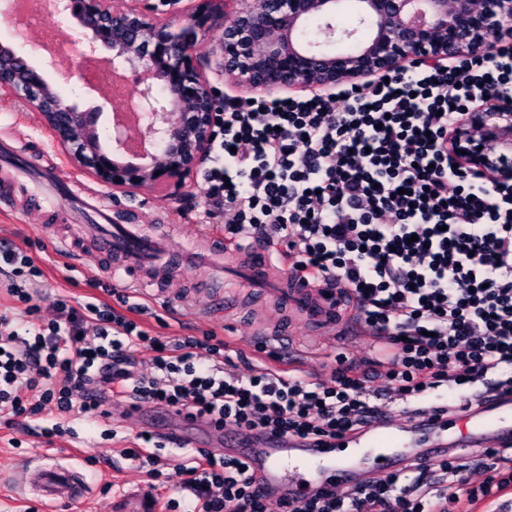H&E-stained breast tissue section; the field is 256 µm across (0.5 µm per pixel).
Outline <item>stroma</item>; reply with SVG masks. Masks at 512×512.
<instances>
[{
  "mask_svg": "<svg viewBox=\"0 0 512 512\" xmlns=\"http://www.w3.org/2000/svg\"><path fill=\"white\" fill-rule=\"evenodd\" d=\"M50 138L36 112L0 91V150L24 154L35 150L38 141ZM135 199L139 223L167 236L176 249L199 234L209 204L200 179L192 195L181 200L148 189L136 192ZM54 231V225L39 213L29 212L18 219L8 214L0 217V243L26 251L47 283L41 310L33 318L37 324L53 317L54 299L64 298L74 305L93 297H109L99 286L102 274L89 256H77L70 263L59 258ZM198 279L194 268H182L178 271L180 293L161 297L150 289L140 292V301L149 305L148 313L140 318L143 329L177 338L213 330L236 342L244 352H251L255 330L265 320L278 319V312L266 310L260 292L232 285L203 288ZM282 335L289 353L300 358L309 372H322L341 352L358 358L371 355L367 340L348 334L335 339L318 328L287 322ZM57 422L65 428L63 435L50 440L41 435V428ZM142 428L134 415L105 416L90 423L77 414L62 419L45 414L19 418L10 427H0V512H39L28 474L47 465L74 466L85 489L83 499L63 504L60 512H125L128 502L143 492L152 502V512H168L167 503L177 497L182 480L177 465L183 451L169 444L158 448L163 475L151 480L142 461L134 457Z\"/></svg>",
  "mask_w": 512,
  "mask_h": 512,
  "instance_id": "obj_1",
  "label": "stroma"
}]
</instances>
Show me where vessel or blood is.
Segmentation results:
<instances>
[{"label": "vessel or blood", "mask_w": 512, "mask_h": 512, "mask_svg": "<svg viewBox=\"0 0 512 512\" xmlns=\"http://www.w3.org/2000/svg\"><path fill=\"white\" fill-rule=\"evenodd\" d=\"M39 209H55L62 202L54 186L53 174L32 176L29 166H16L0 159V211L16 208L17 193L25 182ZM68 220L77 221L72 235L60 237L58 250L75 251L76 241L88 238L99 257L112 258L111 280L137 274L140 284L169 268L171 250L167 239L147 233L139 224H114L96 194L81 197L79 207ZM181 264L201 270L206 279L234 275L245 288H261L271 298L296 309L304 320H316L324 328L336 326V310L315 289L290 280L286 272L270 276L274 260L269 252L241 250L214 253L191 247L180 254ZM207 445L224 455L246 463L253 480L269 498L285 501L299 491L315 495L323 490L347 491L369 475L359 460L337 458L340 447L378 450L384 472L390 473L417 461L435 464L452 448H503L512 445V399L474 407L453 416L426 414L420 418L390 419L357 433L313 447L288 436H271L257 431L219 432L209 430ZM45 512L79 497L81 486L70 475L52 469L39 472Z\"/></svg>", "instance_id": "1"}]
</instances>
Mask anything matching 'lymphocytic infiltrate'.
Listing matches in <instances>:
<instances>
[{"label": "lymphocytic infiltrate", "mask_w": 512, "mask_h": 512, "mask_svg": "<svg viewBox=\"0 0 512 512\" xmlns=\"http://www.w3.org/2000/svg\"><path fill=\"white\" fill-rule=\"evenodd\" d=\"M505 88L512 38L444 70L414 64L326 95L224 104L204 179L224 211L225 248L270 251L294 279L347 297L373 359L338 358L323 381L260 342L264 364L213 331L155 336L139 322L147 304L119 289L110 303L55 299L56 319L32 329L43 296L16 276L34 261L4 245L6 292L24 310L0 312V411L101 417L125 401L219 430L321 441L371 426L391 404L420 416L435 396L451 415L512 395V181L454 166L446 145L465 108ZM139 347L153 353L147 377L136 371ZM478 463L486 478L476 487H464L465 463L453 457L407 464L344 495L295 497L287 512L488 508L512 492V448L483 450ZM182 470L191 512H269L240 461L199 449Z\"/></svg>", "instance_id": "f902f5d3"}]
</instances>
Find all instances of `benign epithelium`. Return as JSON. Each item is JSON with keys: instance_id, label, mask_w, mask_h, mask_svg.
Masks as SVG:
<instances>
[{"instance_id": "7a95c632", "label": "benign epithelium", "mask_w": 512, "mask_h": 512, "mask_svg": "<svg viewBox=\"0 0 512 512\" xmlns=\"http://www.w3.org/2000/svg\"><path fill=\"white\" fill-rule=\"evenodd\" d=\"M74 23L76 65L65 79H83L81 62L103 56L112 73L134 77L127 103L139 114L147 144L138 158L120 156L131 138L112 122L103 139L99 119L110 104L91 108L64 98L44 69L11 44H0V89L39 112L73 165L125 195L161 188L179 199L210 157L224 93L216 83L246 90L323 94L366 77L379 78L423 63L441 68L489 49L512 34V0H357V26L336 23L340 0H60ZM235 13L224 26V14ZM318 21V38L307 31ZM448 152L495 182L512 180V93L492 90L453 127Z\"/></svg>"}]
</instances>
